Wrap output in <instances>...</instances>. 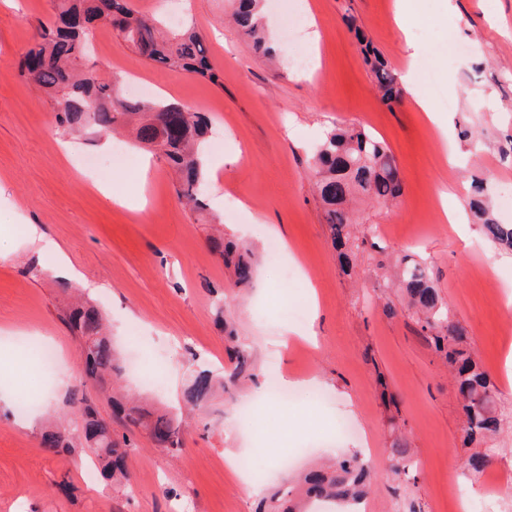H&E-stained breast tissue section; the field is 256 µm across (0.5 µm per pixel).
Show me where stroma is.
Listing matches in <instances>:
<instances>
[{"instance_id": "35a3bbf8", "label": "stroma", "mask_w": 512, "mask_h": 512, "mask_svg": "<svg viewBox=\"0 0 512 512\" xmlns=\"http://www.w3.org/2000/svg\"><path fill=\"white\" fill-rule=\"evenodd\" d=\"M133 2L140 13L175 10L194 25L223 86L149 63L105 23L97 24L81 68L122 87L140 79L156 97L207 113L216 135L208 159L221 164L208 172L207 191L241 199L242 219L186 205L175 172L129 131L107 142L125 148L132 169L105 178L84 169V157L102 159L105 151L59 127L48 97L17 74L21 55L54 24L53 4L0 0V395L39 399L27 414L0 412V512H258L261 497L279 485L351 453L373 474L362 512H460V484L475 492L501 486L491 512H512V254L490 244L472 217L457 226L443 217L444 206L466 199L473 177L485 179L495 205L503 184L512 183V0H414L416 19L403 31L397 0H308L313 25L303 43L318 54L320 71L311 79L290 67L283 34L275 36L276 65L258 57L227 20L228 0ZM448 28L458 47L453 57ZM359 31L396 72L397 103L381 100L356 46ZM338 123L380 135L403 181L396 202L360 203L362 221L382 231L348 274L309 168L314 147ZM98 179L120 188L129 207L93 189ZM450 188L455 197L442 200ZM32 224L56 251L26 245ZM219 230L251 249V285L235 286L214 252ZM273 241L281 245L275 259ZM404 253L427 262L469 333L474 358L498 387L502 426L488 442L496 454L479 473L468 470L473 450L460 439L463 414L448 364L390 286ZM61 259L74 279L53 276ZM76 292L106 315L128 393L156 405L177 409L196 371L229 373L224 325L253 359L250 379L226 384L187 418L179 456L136 432L126 486L88 480L92 462L83 449L49 454L39 444L47 422L64 421L74 434L81 426L61 413L80 375V341L62 319ZM299 301L318 343L296 337L279 346L291 323L286 306ZM389 302L395 314L386 311ZM27 336L51 347L53 371L21 355ZM145 360L161 368L163 392L140 385L135 369ZM272 364L284 378L318 377L330 404L315 408L302 394L264 401ZM253 400L265 424L259 436L239 417ZM338 420L355 424L357 434L342 438L332 455L308 447L310 426ZM398 443L415 468L393 471ZM246 451L258 465H272L271 481L255 485L227 467V457Z\"/></svg>"}]
</instances>
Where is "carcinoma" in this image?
<instances>
[{
  "instance_id": "obj_1",
  "label": "carcinoma",
  "mask_w": 512,
  "mask_h": 512,
  "mask_svg": "<svg viewBox=\"0 0 512 512\" xmlns=\"http://www.w3.org/2000/svg\"><path fill=\"white\" fill-rule=\"evenodd\" d=\"M54 7L60 24L43 29L40 39L29 47L20 62L18 76L45 92L53 102L56 122L63 128L112 134L134 122L136 138L146 146L169 131L162 157L179 175L177 194L195 208L202 206V155L209 131L206 117L179 103L126 97L111 80L77 69L91 35L88 24L109 16L117 35L146 60L220 86V72L211 64L199 32L188 27L168 35L155 19L139 13L133 0H54ZM232 19L255 53L268 60L277 58L264 0H234ZM358 42L382 100L396 101L401 95L396 73L363 37H358ZM311 166L332 243L343 250L342 257L348 263L350 253L359 248L350 232V226L359 223L352 201L357 196L378 203L398 198L402 187L396 160L381 137L364 128L338 125L327 132ZM485 191L484 181L474 183L471 209L482 220L485 238L503 250L512 251V224H503L488 214ZM214 247L224 266L233 270L235 285H246L252 280L254 267L235 243L216 240ZM396 264L416 324L443 354L463 395V441L480 442L495 435L501 426L496 387L489 374L472 359L467 329L440 296L427 267L410 254L397 258ZM64 320L80 334L83 360V375L71 387L66 401L67 413L79 415L84 448L95 457L100 475L114 483L129 481L127 457L136 448L130 437L135 429L145 431L150 441L167 449L168 454L178 455L183 449L182 434L167 412L127 409L114 397V417L106 420L99 416L86 398V382L102 386L107 379L118 377L119 359L104 333L98 310L77 305L65 313ZM231 360L234 377L252 376L250 355L245 349L233 350ZM213 391L212 372L200 370L185 387L182 400L186 408L195 410L209 400ZM40 445L43 450L57 454L72 447V441L65 431L46 428L41 432ZM369 481L370 469L356 455L336 460L328 471H311L303 479L308 497L324 503L340 501L351 507L359 505ZM288 495L290 491L286 488L278 491L264 503V508L268 512H297L299 507L290 504Z\"/></svg>"
}]
</instances>
